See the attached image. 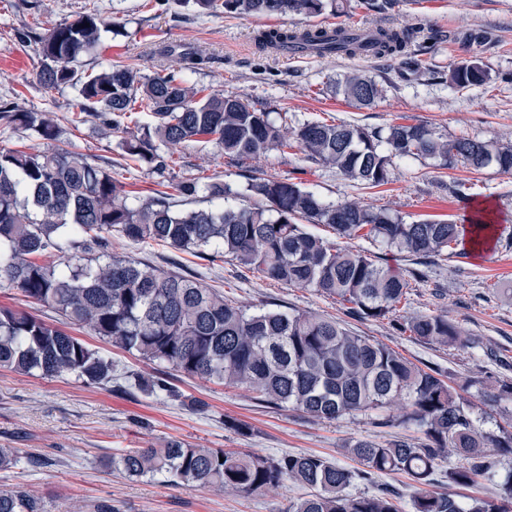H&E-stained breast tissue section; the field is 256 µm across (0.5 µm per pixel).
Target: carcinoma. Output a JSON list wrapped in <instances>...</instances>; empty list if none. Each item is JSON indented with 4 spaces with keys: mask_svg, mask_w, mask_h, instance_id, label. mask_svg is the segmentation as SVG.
Here are the masks:
<instances>
[{
    "mask_svg": "<svg viewBox=\"0 0 512 512\" xmlns=\"http://www.w3.org/2000/svg\"><path fill=\"white\" fill-rule=\"evenodd\" d=\"M202 11L317 17L340 13V0H194ZM115 26L86 10L44 32H30L40 46L37 78L48 88L74 87L80 112L100 117L129 159L163 173L173 147L213 142L224 155L244 161L273 149L296 146L304 159L335 167L346 178L371 187L390 182L397 161L431 159L441 167L512 171V141L444 137L423 123L369 129L315 121L288 133L271 113L224 92L189 86L173 72L145 77L134 68L109 64L90 73L80 57L92 52L101 34ZM374 57L412 70L419 61L405 51V30L372 31ZM258 47L322 56L359 55L355 39L314 25L270 29ZM490 80L471 55L448 73L465 89ZM335 92L361 108L380 95L376 80L350 72ZM140 101L153 123L141 135L125 124L132 102ZM0 123L41 140H58L61 130L47 112L5 104ZM141 201L112 181L110 172L80 153L58 147L32 153L0 148V288H15L49 307L71 326L87 327L103 341L162 369L227 387H241L259 401L334 421L376 415L380 427L413 424L420 442L357 440L345 452L365 470L355 472L315 454L267 457L224 448H198L170 440L161 448H137L112 457V469L130 478L163 475L177 487L224 489L253 495L287 482L309 489L289 512H401L389 493L355 494V479L403 473L413 482L414 512H512V473L494 496L461 504L427 489L445 454L462 463L448 470L459 486L473 485L494 459L512 460V424L485 430L473 403L435 370H423L385 344L359 336L315 312L267 309L250 313L224 300L217 288L196 277L168 273L112 253V236L155 241L198 257H229L265 279L332 297L363 320L388 319L421 274L392 266L348 245L340 247L308 231L323 224L338 238L369 239L389 251L432 257L470 243L492 229L481 212L469 225L423 220L405 223L387 208L358 201L327 202L288 180L252 178L246 191L255 202L243 206L195 207L198 197L224 199L222 182L180 181ZM393 326L429 344L463 342V331L442 314H423ZM0 369L52 378L73 374L89 383L115 379L112 358L89 348L66 330L20 310L0 308ZM150 394L179 397L164 374L140 379ZM489 399L512 401V379L493 381ZM401 402L399 417L380 416ZM0 512H47L41 499L18 488L0 491Z\"/></svg>",
    "mask_w": 512,
    "mask_h": 512,
    "instance_id": "cac0c4a2",
    "label": "carcinoma"
}]
</instances>
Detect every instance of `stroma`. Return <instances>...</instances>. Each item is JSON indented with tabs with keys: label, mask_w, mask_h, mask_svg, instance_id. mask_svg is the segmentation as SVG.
I'll return each mask as SVG.
<instances>
[{
	"label": "stroma",
	"mask_w": 512,
	"mask_h": 512,
	"mask_svg": "<svg viewBox=\"0 0 512 512\" xmlns=\"http://www.w3.org/2000/svg\"><path fill=\"white\" fill-rule=\"evenodd\" d=\"M92 7L119 28L103 32L97 50L82 58L83 69L112 63L139 69L148 77L164 74L178 66L176 58L163 52L173 46L205 59L196 71L185 72L188 83L243 97L291 130L317 120L368 128L424 122L446 136L488 140L512 139V83L500 79L512 72V0H394L379 13L367 9L363 0H348L345 14L319 16L322 24L413 30L410 50L424 70L408 81L380 59H299L258 51V31L307 25L300 15L256 17L221 9L208 13L186 0H0V105L52 113L61 129L58 145L110 169L113 181L137 196H152L163 183L208 177L228 185V204L239 206L248 203L244 190L249 178L257 176L293 179L331 202L383 206L407 223L463 224L476 207H489L496 221L492 243L480 251L417 263L421 278L400 308L404 318L447 315L469 338L464 347L419 341L396 332L386 320H358L332 298L308 288L270 285L228 258L209 261L163 243L118 238L112 250L167 272L192 274L223 291L228 302L252 312L277 304L336 319L418 367L441 371L453 383L467 385L485 428L512 421V402L484 401L480 385L489 376L512 378V171L442 168L430 159L408 160L396 164L388 184L371 188L346 180L336 169L302 161L294 148L275 149L242 163L214 144L193 141L175 148L174 162L165 173L139 167L123 157L101 120L90 117L71 125L79 104L73 89H49L36 78L41 57L26 31H44ZM475 29L487 34L478 55L490 81L461 90L432 79L431 70L450 71L468 51L467 44L449 43V32ZM353 70L373 76L381 87L372 105L359 108L333 94V81ZM57 144L0 127V147L47 152ZM459 183L467 186L466 196L455 194ZM77 335L112 358L128 381L126 387L88 385L71 374L42 378L0 370V447L22 451L14 467L0 470V490L22 488L41 497L48 512H88L97 501L114 503L121 512H288L289 504L304 496V488L287 483L259 496L190 489L173 486L161 476L132 480L109 469L108 462L124 451L177 439L200 448L265 456L315 453L355 470L359 464L345 455L347 444L418 435L414 426L383 428L364 416L311 419L270 407L244 389L175 371L168 379L177 397L150 395L135 388L133 381L155 373L154 364L104 343L89 329ZM192 400L200 401L201 410L189 408ZM230 419L247 424L249 433L225 428Z\"/></svg>",
	"instance_id": "obj_1"
}]
</instances>
